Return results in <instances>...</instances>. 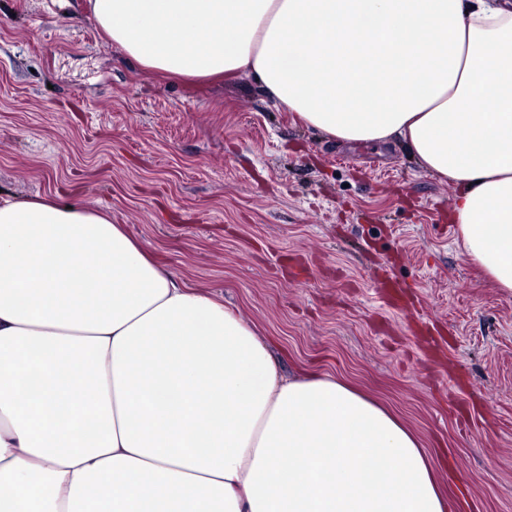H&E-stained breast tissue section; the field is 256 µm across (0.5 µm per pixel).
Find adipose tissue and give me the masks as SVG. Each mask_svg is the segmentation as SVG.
Instances as JSON below:
<instances>
[{
    "instance_id": "1",
    "label": "adipose tissue",
    "mask_w": 512,
    "mask_h": 512,
    "mask_svg": "<svg viewBox=\"0 0 512 512\" xmlns=\"http://www.w3.org/2000/svg\"><path fill=\"white\" fill-rule=\"evenodd\" d=\"M89 4L144 69L251 76L304 127L405 147L512 291V0ZM446 510L397 417L331 375L281 376L110 212L0 198V512Z\"/></svg>"
}]
</instances>
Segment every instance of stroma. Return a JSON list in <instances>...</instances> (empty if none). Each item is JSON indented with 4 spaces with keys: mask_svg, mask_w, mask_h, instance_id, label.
<instances>
[{
    "mask_svg": "<svg viewBox=\"0 0 512 512\" xmlns=\"http://www.w3.org/2000/svg\"><path fill=\"white\" fill-rule=\"evenodd\" d=\"M113 223L265 341L412 429L447 512H512V292L463 253L452 184L337 145L254 78L129 63L89 0H0V196Z\"/></svg>",
    "mask_w": 512,
    "mask_h": 512,
    "instance_id": "1",
    "label": "stroma"
}]
</instances>
